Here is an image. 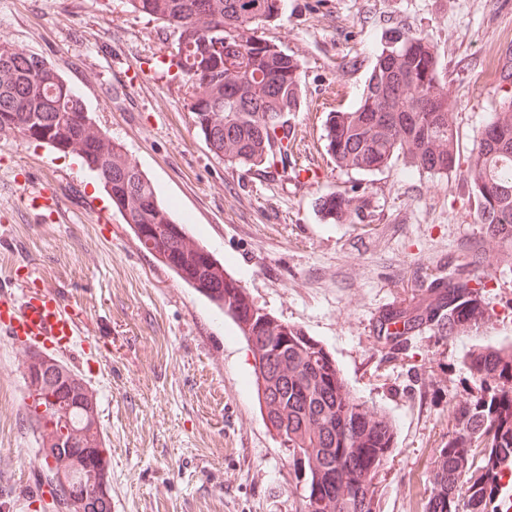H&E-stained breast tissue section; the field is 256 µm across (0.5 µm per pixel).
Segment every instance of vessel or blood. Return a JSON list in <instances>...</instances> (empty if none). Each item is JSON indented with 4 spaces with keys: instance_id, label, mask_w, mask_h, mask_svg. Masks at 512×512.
I'll list each match as a JSON object with an SVG mask.
<instances>
[{
    "instance_id": "obj_1",
    "label": "vessel or blood",
    "mask_w": 512,
    "mask_h": 512,
    "mask_svg": "<svg viewBox=\"0 0 512 512\" xmlns=\"http://www.w3.org/2000/svg\"><path fill=\"white\" fill-rule=\"evenodd\" d=\"M27 208L53 223L63 220L61 203L55 194L28 192ZM78 329L76 316L52 290L34 292L19 301L10 294H0V333L21 346H36L66 355L74 346Z\"/></svg>"
}]
</instances>
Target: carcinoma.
I'll return each instance as SVG.
<instances>
[{"instance_id": "1", "label": "carcinoma", "mask_w": 512, "mask_h": 512, "mask_svg": "<svg viewBox=\"0 0 512 512\" xmlns=\"http://www.w3.org/2000/svg\"><path fill=\"white\" fill-rule=\"evenodd\" d=\"M128 2L177 36L186 83L203 90L192 95L194 126L215 155L232 167L259 169L269 163L271 146L288 152L285 116L303 102L299 64L251 35L254 26L279 18L282 0ZM0 69L10 73L0 81V132L79 155L118 210L136 200L127 224L144 235L143 249L235 323L253 353L252 385L263 419L283 439L304 488L301 512L316 495L335 500V512H375L373 477L394 442L390 417L352 394L317 340L249 300L238 279L214 275L220 263L211 254L202 257L206 249L160 201L144 172L123 164V146L93 130L82 96L43 56L0 39ZM453 104L428 40L397 30L376 55L357 108L327 113V152L338 166L360 172L379 171L401 155L410 169L446 174L458 161ZM469 175L479 223L490 241L511 244L512 97L477 135ZM316 207L323 218L336 219L350 212V200L331 192ZM469 264L491 275L486 252H474ZM472 282L454 273L432 280L422 302L382 315L378 334L393 336L396 347L403 334L460 333L484 317L481 289ZM395 320L404 333L388 332ZM466 364L485 393L452 407L456 423L438 450L422 512H496L501 480L512 483V344L475 347ZM22 367L30 427L40 447L57 449L52 459L42 458L43 474H63L80 494L93 491L110 474L97 394L55 359L28 352ZM81 448L96 451L90 470L74 456Z\"/></svg>"}]
</instances>
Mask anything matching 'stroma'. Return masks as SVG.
<instances>
[{"instance_id": "stroma-1", "label": "stroma", "mask_w": 512, "mask_h": 512, "mask_svg": "<svg viewBox=\"0 0 512 512\" xmlns=\"http://www.w3.org/2000/svg\"><path fill=\"white\" fill-rule=\"evenodd\" d=\"M0 28L83 95L251 300L320 341L350 390L393 419L376 512L427 497L453 404L481 393L466 354L512 337V245L490 244L467 173L475 135L512 96L500 77L512 0H284L257 34L300 62L306 104L288 116L287 155L250 171L210 151L175 36L127 0H0ZM396 29L427 37L453 87L459 164L448 174L410 173L400 158L362 173L326 152L327 113L355 108ZM31 186L59 195L63 222L24 209ZM325 191L347 194L361 216L323 220ZM478 248L497 258L482 290L487 320L399 350L381 342L382 314L417 302ZM43 288L77 316V344L90 351L112 512H299L303 489L260 414L253 354L234 323L141 248L77 157L0 133V292ZM23 357L0 335V512H35L47 493Z\"/></svg>"}]
</instances>
